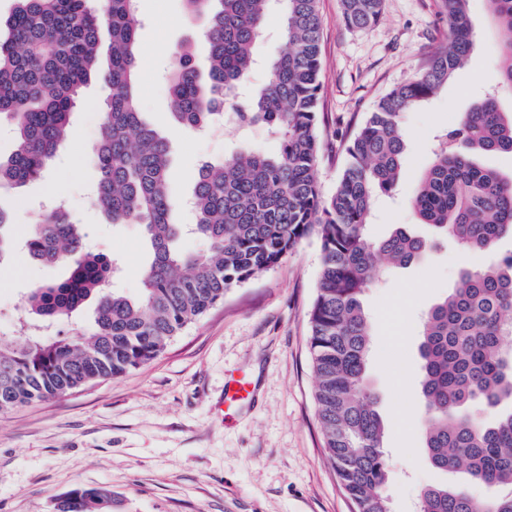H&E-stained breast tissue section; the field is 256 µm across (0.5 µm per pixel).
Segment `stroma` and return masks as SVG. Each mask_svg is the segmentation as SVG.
<instances>
[{
    "label": "stroma",
    "instance_id": "stroma-1",
    "mask_svg": "<svg viewBox=\"0 0 512 512\" xmlns=\"http://www.w3.org/2000/svg\"><path fill=\"white\" fill-rule=\"evenodd\" d=\"M323 196L336 190L344 144L380 97L405 82L447 42L437 0H382L379 21L363 30L343 20L341 0H319ZM472 54L448 87L406 114V152L397 193L379 198L369 233L402 225L428 235L406 203L430 160L433 137L495 82L501 33L486 0H470ZM140 97L145 119L171 141L170 187L190 195L199 166L240 143L274 153L265 131L227 126L205 131L170 124L168 70L179 46L204 56L202 24L188 21L182 0H138ZM111 90L93 81L73 117L66 144L44 179L0 187L17 238L55 200L67 202L91 246L118 257L116 288L136 294L147 251L138 226L112 224L93 200L92 149ZM487 252L431 249L424 261L376 280L363 303L371 318L368 382L385 424V493L393 512H419L423 488L466 486L484 499L491 488L462 473L434 469L422 450L418 400L420 318L459 281L461 269L489 262ZM322 254L302 241L279 266L230 289L222 302L176 336L154 361L62 398L0 414V512H54L76 487L112 490V512H353L323 448L308 350L309 312ZM66 266H45L15 253L0 266V337L18 338L30 289L64 279ZM240 373L250 398L224 413V383Z\"/></svg>",
    "mask_w": 512,
    "mask_h": 512
}]
</instances>
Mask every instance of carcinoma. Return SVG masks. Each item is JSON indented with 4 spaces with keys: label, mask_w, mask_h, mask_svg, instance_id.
Instances as JSON below:
<instances>
[{
    "label": "carcinoma",
    "mask_w": 512,
    "mask_h": 512,
    "mask_svg": "<svg viewBox=\"0 0 512 512\" xmlns=\"http://www.w3.org/2000/svg\"><path fill=\"white\" fill-rule=\"evenodd\" d=\"M188 17L207 20L203 60L181 48L169 72L175 122L194 129L227 98L248 88L254 49L268 16L282 12L279 51L268 82L248 88L234 124L263 125L280 142L269 154L247 143L198 170L190 194L195 223L179 224L169 188L170 143L148 124L137 102L138 23L131 0H14L0 16V117L13 126L16 149L0 157V184L44 177L67 139L77 95L90 81L112 89L95 148L96 202L114 224H138L150 258L136 296L110 289L111 257L86 248L85 232L66 207L30 226L28 259L67 264L69 275L30 291L33 320L52 327L92 300V322L75 338L0 337V413L61 397L150 362L224 292L279 265L304 239L320 241L322 264L308 339L315 401L326 457L355 512H391L384 493V423L367 383L370 320L362 296L382 264L420 262L430 240L406 227L372 240L365 232L378 192L398 184L406 143L402 117L448 86L467 63L475 33L469 0H439L451 47L383 95L346 146L335 193L318 183L321 141L318 0H184ZM506 37L499 82L512 89V0H488ZM352 29L375 25L381 0H342ZM108 38L106 63L100 62ZM512 155V114L490 93L454 117L437 136L434 156L409 205L435 241L463 252L492 250L512 239V175L485 163ZM11 215L0 207V257L13 249ZM186 234L203 253L181 248ZM512 252L462 273L460 284L426 312L418 354L424 404L423 449L440 471L500 487L489 500L463 487L429 485L421 512H512ZM480 403L492 419L471 412ZM56 512H112V490L75 488Z\"/></svg>",
    "instance_id": "obj_1"
}]
</instances>
